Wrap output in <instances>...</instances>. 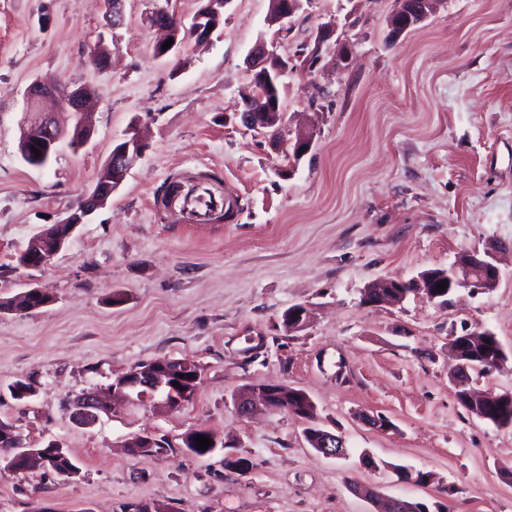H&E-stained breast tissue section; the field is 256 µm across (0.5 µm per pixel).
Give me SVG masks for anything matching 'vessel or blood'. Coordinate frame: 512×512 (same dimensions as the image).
Segmentation results:
<instances>
[{
    "label": "vessel or blood",
    "mask_w": 512,
    "mask_h": 512,
    "mask_svg": "<svg viewBox=\"0 0 512 512\" xmlns=\"http://www.w3.org/2000/svg\"><path fill=\"white\" fill-rule=\"evenodd\" d=\"M166 205L178 218L194 224H207L219 216L229 222L234 215L233 200L219 182L209 179L185 182Z\"/></svg>",
    "instance_id": "b4317fda"
}]
</instances>
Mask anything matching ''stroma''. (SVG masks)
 <instances>
[{
  "instance_id": "35a3bbf8",
  "label": "stroma",
  "mask_w": 512,
  "mask_h": 512,
  "mask_svg": "<svg viewBox=\"0 0 512 512\" xmlns=\"http://www.w3.org/2000/svg\"><path fill=\"white\" fill-rule=\"evenodd\" d=\"M202 0H126L125 24L104 27L102 0H0V299L34 286L53 297L35 313H0V419L27 445L55 441L79 476L0 468V512H375L351 484L417 500L429 512H512V427L468 417L449 382L452 332L492 331L512 352V0H438L418 28L390 41L398 0H308L277 34L270 0H230L206 42L186 38L155 58L150 12L191 18ZM332 21L351 52L284 78V139L312 136L298 163L240 122L258 42L296 57ZM105 44L107 67L89 64ZM61 77L93 94L95 133L48 166L18 152L25 91ZM141 159L107 205L42 269L18 267L30 239L77 206L132 128ZM216 176L234 223L185 224L158 206L178 179ZM509 245L496 288L458 290L449 305L411 298L361 304L365 286L448 267L459 253ZM310 322L290 333L283 312ZM159 358L197 365L180 409L127 405L95 426L68 402ZM31 383L14 399L10 387ZM271 382L309 394L317 424L349 456L316 453L307 422L286 412L240 417L239 390ZM387 417L379 431L361 413ZM204 429L223 448L182 452ZM170 452L130 456L136 434ZM380 461L366 468L362 454ZM425 474L401 482L391 465Z\"/></svg>"
}]
</instances>
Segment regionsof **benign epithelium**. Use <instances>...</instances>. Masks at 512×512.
Wrapping results in <instances>:
<instances>
[{
	"mask_svg": "<svg viewBox=\"0 0 512 512\" xmlns=\"http://www.w3.org/2000/svg\"><path fill=\"white\" fill-rule=\"evenodd\" d=\"M125 0H104L105 25L116 29L124 23ZM231 0H205L190 23L177 14L166 10L153 13L150 26L165 32V39H173L171 46L162 49L163 42L154 45V55L158 59L170 56L171 52L182 43V35L187 34L202 41L213 33L221 22L225 7ZM399 7L390 20V36L397 39L408 30L424 22L433 9L434 0H398ZM303 0H271V10L267 19L268 25L277 27V32L286 29L287 24L302 8ZM334 42L338 48L333 50L329 65L340 67L348 59L347 49L340 39L336 38V28L331 22L321 24L314 36V46L309 53L312 61L320 57L322 48L329 42ZM247 68L252 78H260L270 87L281 84V78L294 69L292 59L283 58L270 52L266 44L258 43L248 55ZM88 92L83 87L73 88L56 79H35L27 89L26 97L29 103L52 98L59 104L60 111L68 114L71 130H65L52 114H40L32 120L21 124L18 151L22 159L31 157L48 164L62 144H87L93 136V128L86 120L85 103ZM243 121L246 127L267 138L277 150L289 152L297 150V156H302L311 148L310 137L300 134L296 141L286 142L282 139L284 112L276 99L265 100V96L251 92L244 98ZM38 149L39 155H34L32 149ZM145 142L133 132L118 143L103 166L93 187L80 202L79 206L67 212L58 220L52 229L41 231L19 253V263L25 269H41L50 260L66 248L76 229L85 219L99 208L106 206L112 194L119 188L130 169L142 157ZM503 245H495L484 251H467L460 254L451 264V284L457 288H468L474 292H486L495 288L500 279V270L496 265V254ZM414 293L428 300H435L437 284L430 277L421 273L412 280ZM399 281L389 278L379 279L368 284L363 292V301L368 306L399 305L405 299L403 294L374 293L376 288H390ZM309 319L308 309L296 305L288 311L283 328L288 332H298L305 328ZM200 379L199 371L186 361L161 360L151 368H133L129 372L112 381L105 387H96L85 391L70 401L72 418L80 425L93 426L103 417L112 413L111 400L123 398L132 404L141 403L156 394L164 397L166 404L172 409L183 406L195 393ZM178 382L173 386L172 382ZM467 400L475 409L479 420L489 421L487 407L493 401L512 400L503 394L495 396L492 392L466 393ZM296 399L305 411H310L313 400L303 391H296L285 384H263L250 388L234 398V407L239 416L247 418L259 409L273 412L295 414L291 400ZM312 425L306 428V437L311 448L325 458L343 459L347 457L345 440L342 436L325 430L315 424V418H310Z\"/></svg>",
	"mask_w": 512,
	"mask_h": 512,
	"instance_id": "benign-epithelium-1",
	"label": "benign epithelium"
}]
</instances>
